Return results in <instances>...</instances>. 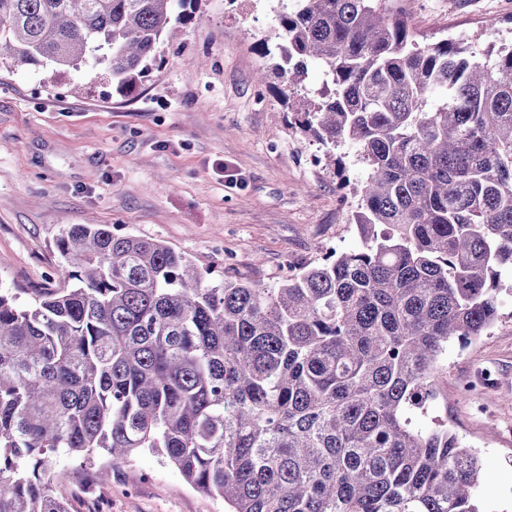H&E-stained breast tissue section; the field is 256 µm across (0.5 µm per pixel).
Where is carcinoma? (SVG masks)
<instances>
[{"instance_id":"1","label":"carcinoma","mask_w":512,"mask_h":512,"mask_svg":"<svg viewBox=\"0 0 512 512\" xmlns=\"http://www.w3.org/2000/svg\"><path fill=\"white\" fill-rule=\"evenodd\" d=\"M198 0H0V64L106 69L134 90ZM274 45H269V40ZM259 43L295 126L369 169L361 246L273 287L159 240L73 224L60 286L0 291V512H68L53 455L151 451L226 512H480L489 479L424 424L455 341L512 273V45L420 46L398 0H295ZM326 80L306 107L309 65Z\"/></svg>"}]
</instances>
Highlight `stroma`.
<instances>
[{"mask_svg":"<svg viewBox=\"0 0 512 512\" xmlns=\"http://www.w3.org/2000/svg\"><path fill=\"white\" fill-rule=\"evenodd\" d=\"M292 0H199L133 92L100 67L62 73L0 66V289L58 284L56 243L71 224H108L160 240L212 282L274 286L289 267L359 247L349 214L367 168L336 152L350 180L311 164L322 146L289 127L258 42ZM420 44L455 38L475 61L491 39L512 41V0H411ZM430 416L476 448L491 478L483 512H512V292L486 336L452 343ZM69 512H224L159 455L120 467L107 457L57 458ZM152 481H142L144 472Z\"/></svg>","mask_w":512,"mask_h":512,"instance_id":"35a3bbf8","label":"stroma"}]
</instances>
